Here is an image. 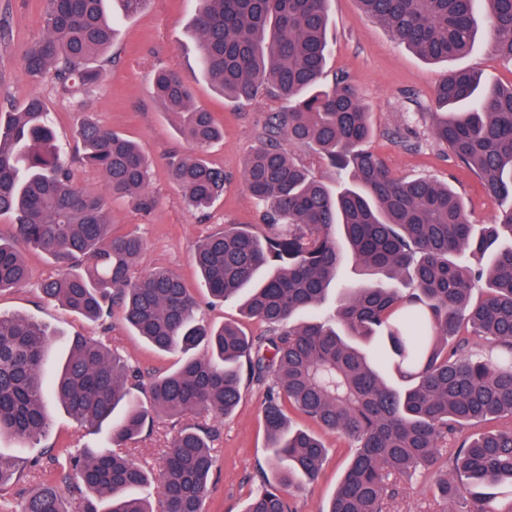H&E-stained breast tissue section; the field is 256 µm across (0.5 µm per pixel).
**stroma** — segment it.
I'll use <instances>...</instances> for the list:
<instances>
[{
	"mask_svg": "<svg viewBox=\"0 0 512 512\" xmlns=\"http://www.w3.org/2000/svg\"><path fill=\"white\" fill-rule=\"evenodd\" d=\"M110 7L118 29L113 61L102 67L99 84L78 110L59 98L50 82L29 77L19 65L26 46L43 31L44 0H0V21L9 28L6 41H0V113L12 111L32 94L41 95L69 164L72 184L102 194L107 191L104 174L74 155L72 129L76 121L85 117L138 141L152 163L146 189L150 206L141 209L129 200L109 204L115 232L139 235L146 243L133 275L153 269L170 270L198 297L200 315L209 324L237 321L246 332L261 333L264 324L241 317L236 304H209L196 274L193 252L199 240L227 224H249L256 233L266 234L262 210L243 182L241 167L268 113L278 104L264 96L256 104L239 108L215 92L197 67L199 39L190 25V0H151L134 16L123 14L119 0H110ZM329 13L333 51L327 74L349 76L371 108L375 127L371 150L395 177H425L448 183L463 197L472 223H492L501 209L500 201L487 192L480 178L434 142L429 133V114L435 84L447 69L468 68L479 72L487 84L508 85L512 83V62L502 59L490 39L485 38L470 55L433 64L398 46L383 26L361 14L357 0H331ZM161 66L179 72L192 89L194 104L213 112L224 128L223 140L209 149L207 158L224 170L229 183L223 196L203 215L187 207L168 174V156L189 152L190 146L152 93V76ZM396 128L415 132L420 148L407 150L396 145L389 136ZM23 256L32 281L1 291L0 312L33 316L55 333L57 343L48 353L47 367H54L64 344L77 334L109 340L114 349L145 372H163L174 365L176 355L157 352L135 336L120 311H113L107 321L92 322L74 316L59 302L44 300L35 284L53 276L55 269L43 254L27 250ZM241 394L234 413L213 423L219 463L206 512H245L261 472L269 468L263 392L246 379ZM48 417L51 428L40 444L23 450L6 437L0 439V456L43 459L48 449L78 440L93 448L110 442L108 430L86 432L57 405H49ZM181 426V420L158 418L151 432L133 441L136 459L158 467L164 449ZM324 441L327 459L319 478L303 482L294 494L298 512H318L334 494L348 463L350 451L344 439L328 434Z\"/></svg>",
	"mask_w": 512,
	"mask_h": 512,
	"instance_id": "stroma-1",
	"label": "stroma"
}]
</instances>
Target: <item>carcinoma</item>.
<instances>
[{"label": "carcinoma", "instance_id": "obj_1", "mask_svg": "<svg viewBox=\"0 0 512 512\" xmlns=\"http://www.w3.org/2000/svg\"><path fill=\"white\" fill-rule=\"evenodd\" d=\"M105 2L45 0L43 34L22 57L27 75L49 76L78 107L100 81L92 60L115 36ZM328 2L196 0L199 66L224 99L244 106L265 93L283 103L242 170L268 234L227 225L194 255L212 300H236L266 325L256 336L201 323L197 298L167 270L131 275L144 242L114 232L107 197L146 205L150 162L137 143L86 118L76 123L73 140L104 173V196L72 186L43 97L0 115V215L13 227V240L0 238V290L31 278L19 242L59 268L37 284L44 299L95 320L117 308L154 348L179 355L173 369L145 373L104 341L75 336L49 381L54 333L0 313V437L22 448L41 440L52 399L84 428L111 425V447L49 453L53 470L39 490L0 512H70L60 483L72 485L80 512H153L135 494L151 483L161 512H204L219 461L206 418L234 412L245 375L264 388L275 470L246 512H296L290 489L322 469L320 436L293 429L287 407L354 444L320 512H390L396 482L415 477L437 478L435 512H460L461 499L465 512H512V84L490 86L461 68L436 85L433 139L503 204L493 223L473 224L448 185L395 178L367 148L372 115L355 86L345 75L324 82ZM358 3L430 63L469 53L481 30L512 62V0ZM153 93L191 147L169 157L171 180L189 207L208 209L227 180L206 159L223 129L175 71L158 69ZM283 136L335 168L336 188L284 152ZM350 261L368 278L344 281ZM160 414L197 421L177 432L153 472L124 446ZM488 417L501 428L466 433Z\"/></svg>", "mask_w": 512, "mask_h": 512}]
</instances>
